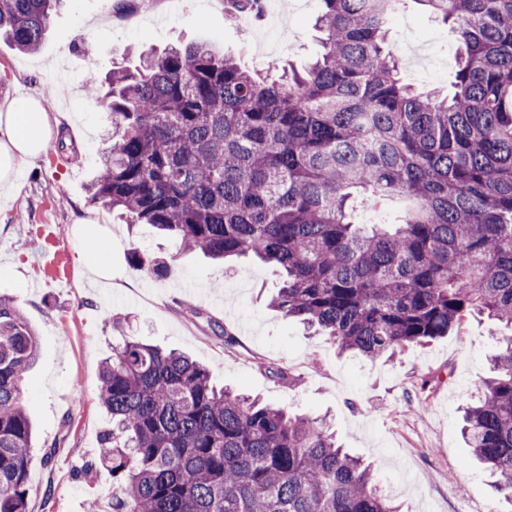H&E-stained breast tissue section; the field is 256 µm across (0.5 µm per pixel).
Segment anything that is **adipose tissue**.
I'll list each match as a JSON object with an SVG mask.
<instances>
[{"label":"adipose tissue","mask_w":512,"mask_h":512,"mask_svg":"<svg viewBox=\"0 0 512 512\" xmlns=\"http://www.w3.org/2000/svg\"><path fill=\"white\" fill-rule=\"evenodd\" d=\"M49 117L43 103L21 98L0 113V192L14 187L19 164L41 154L48 143Z\"/></svg>","instance_id":"adipose-tissue-1"}]
</instances>
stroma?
<instances>
[{
    "mask_svg": "<svg viewBox=\"0 0 512 512\" xmlns=\"http://www.w3.org/2000/svg\"><path fill=\"white\" fill-rule=\"evenodd\" d=\"M95 21L100 0H63L37 52L0 40V88L43 100L53 134L73 149L47 145L20 164L14 199L0 200V297L12 300L38 337L36 367L23 400L35 425L36 452L49 466L29 473V512H86L105 497L112 475H77L95 457L108 417L98 401L101 363L113 320L123 335L176 349L208 366L217 384L258 396L292 413L325 415L343 447L372 464L402 512H512L461 436L462 409L477 402L490 375L497 322L472 315L447 337L389 359L340 355L327 337L307 331L271 304L277 269L250 258L218 265L182 251L177 240L93 202L88 186L100 166L106 112L87 97L89 71L138 65L143 51L205 43L240 57L263 75L304 65L320 50L319 0H278L279 23L228 20L224 0H132ZM388 44L403 59L404 83L447 91L457 44L451 27L417 0L389 25ZM66 76L69 101L56 92ZM112 246L90 273L96 241ZM139 249L169 261L166 277L134 269ZM51 503H44L46 488Z\"/></svg>",
    "mask_w": 512,
    "mask_h": 512,
    "instance_id": "stroma-1",
    "label": "stroma"
}]
</instances>
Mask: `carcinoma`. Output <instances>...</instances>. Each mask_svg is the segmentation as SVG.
<instances>
[{"label":"carcinoma","mask_w":512,"mask_h":512,"mask_svg":"<svg viewBox=\"0 0 512 512\" xmlns=\"http://www.w3.org/2000/svg\"><path fill=\"white\" fill-rule=\"evenodd\" d=\"M61 0H0V37L43 43ZM322 53L260 77L203 44L149 54L85 87L106 112L95 202L214 260L253 254L284 279L272 304L371 360L485 313L512 328V0H418L456 25L452 89L400 78L391 0H321ZM358 198L394 220L361 224ZM133 267L170 266L134 248ZM465 412L464 437L512 499V336ZM38 339L0 299V512H28L22 402ZM105 512H399L326 420L214 385L188 356L128 336L100 370Z\"/></svg>","instance_id":"cac0c4a2"}]
</instances>
